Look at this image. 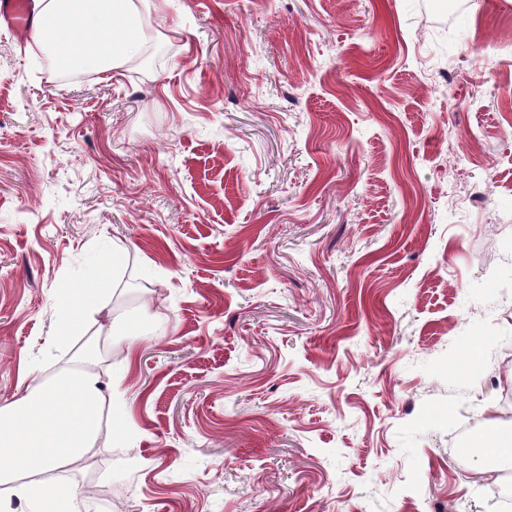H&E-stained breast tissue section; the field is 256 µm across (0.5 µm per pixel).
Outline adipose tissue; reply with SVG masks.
Returning a JSON list of instances; mask_svg holds the SVG:
<instances>
[{
  "instance_id": "obj_1",
  "label": "adipose tissue",
  "mask_w": 512,
  "mask_h": 512,
  "mask_svg": "<svg viewBox=\"0 0 512 512\" xmlns=\"http://www.w3.org/2000/svg\"><path fill=\"white\" fill-rule=\"evenodd\" d=\"M155 0H33L30 40L67 70L106 74L140 55L143 16ZM98 276L61 289L64 328L53 338L69 358L53 377L37 380L0 405V485L13 486L29 512H74L79 492L45 473L86 459L106 418V383L91 368L96 343L73 351L72 335L101 308Z\"/></svg>"
}]
</instances>
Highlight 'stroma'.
I'll return each mask as SVG.
<instances>
[{
	"label": "stroma",
	"instance_id": "stroma-1",
	"mask_svg": "<svg viewBox=\"0 0 512 512\" xmlns=\"http://www.w3.org/2000/svg\"><path fill=\"white\" fill-rule=\"evenodd\" d=\"M146 59L0 23V404L99 265L77 512H496L512 470V0H162ZM119 269L100 266L113 245ZM153 317H142L143 308ZM109 315H110L109 326H108V330L105 335L108 336L107 340H108V345H109L111 351H112V344L114 345V341L112 343V335H113V340H114V336H119L118 337L119 342L124 344L127 350L133 349L141 341L142 336L144 335L143 331L142 330L129 331V330L122 329L125 324V315L123 313L116 314V311L113 310V312H112V310H111ZM115 328H120V330L114 331ZM112 330H113V333H112Z\"/></svg>",
	"mask_w": 512,
	"mask_h": 512
}]
</instances>
